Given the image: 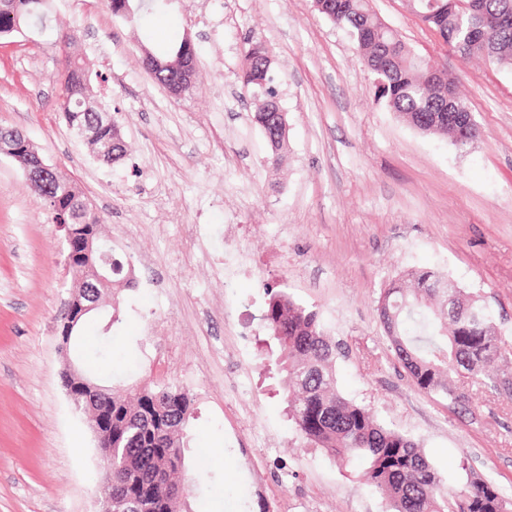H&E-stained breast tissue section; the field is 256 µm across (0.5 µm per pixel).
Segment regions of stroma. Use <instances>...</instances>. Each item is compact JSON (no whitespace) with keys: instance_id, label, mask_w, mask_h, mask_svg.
I'll return each instance as SVG.
<instances>
[{"instance_id":"35a3bbf8","label":"stroma","mask_w":512,"mask_h":512,"mask_svg":"<svg viewBox=\"0 0 512 512\" xmlns=\"http://www.w3.org/2000/svg\"><path fill=\"white\" fill-rule=\"evenodd\" d=\"M370 5L457 75L478 140L460 148L398 121L347 30L311 0H172L133 22L108 0H59L44 34L0 39V125L83 189L135 281L120 324L104 333L110 308L91 313L62 354L64 232L0 155V512H99L97 440L66 394L69 366L103 386L193 394L187 512H383L357 465L303 447L289 424L256 345L269 285L320 312L346 347L339 389L412 434L449 488L464 461L512 496V400L481 384L457 405L418 390L377 317L381 291L427 267L480 296L512 347V67L447 50L402 0ZM60 29L123 127L125 165L93 160L58 118ZM186 34L198 83L177 99L140 46ZM251 40L272 52L288 117L275 166L237 79Z\"/></svg>"}]
</instances>
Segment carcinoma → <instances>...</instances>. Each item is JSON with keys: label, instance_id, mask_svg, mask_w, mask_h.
I'll use <instances>...</instances> for the list:
<instances>
[{"label": "carcinoma", "instance_id": "1", "mask_svg": "<svg viewBox=\"0 0 512 512\" xmlns=\"http://www.w3.org/2000/svg\"><path fill=\"white\" fill-rule=\"evenodd\" d=\"M57 0H0V37L41 34ZM168 0H122V17L131 21L158 11ZM450 0H408L406 9L441 34L448 47L468 58L489 59L512 66V0H479L475 13L464 12ZM319 13L346 28L367 68L375 76L376 94L402 123L427 135H448L463 148L472 143L470 110L460 98L448 102V85L434 80V68L371 9L369 0H325ZM489 18L504 24L490 29ZM75 35L57 37L56 48L67 76L59 112L77 138L100 162L113 165L126 157L122 128L111 107L92 101L90 77L82 59L71 53ZM270 52L260 42L244 52L242 88L261 100L273 96ZM196 59L186 39L143 58L154 80L171 95L193 90L197 79L158 62ZM251 122L260 129L272 160L278 161L288 141L283 116L276 108L256 110ZM39 153L25 136L0 129V155L20 169ZM31 189L49 205L53 222L69 224L67 245L72 267L86 264L82 255L87 235L101 234L102 219L77 183L57 176ZM409 285H392L381 293L378 318L398 360L413 385L453 403L465 398L459 381L475 385L490 380L494 390L512 399V374L486 372L504 345L494 314L482 299L464 292L450 278L430 268L407 274ZM264 315L276 340L279 370L285 373L287 416L296 433L341 465L361 461V480L384 500L386 512H512V497L488 480L474 479L466 461L464 486L453 491L408 433L391 427L372 411L346 398L336 386V360L342 344L325 332L319 312L296 301L284 290L267 289ZM112 411V470L103 479L112 484L113 508L118 512H181L184 499L165 482L179 486L174 476L184 468L185 430L195 415L194 399L169 383L152 382L135 394L102 388L100 405L89 416Z\"/></svg>", "mask_w": 512, "mask_h": 512}]
</instances>
